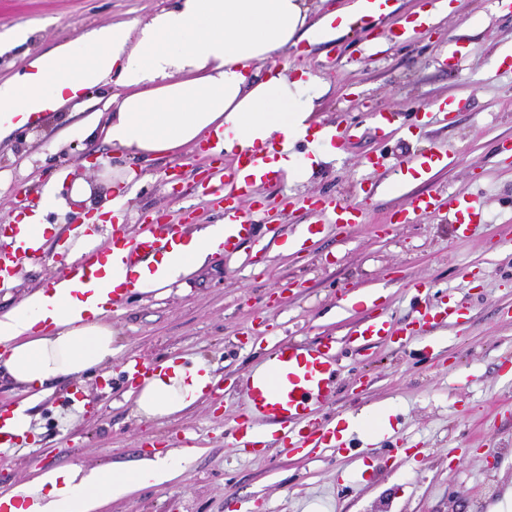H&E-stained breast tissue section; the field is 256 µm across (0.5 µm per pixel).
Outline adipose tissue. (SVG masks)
Returning <instances> with one entry per match:
<instances>
[{"mask_svg":"<svg viewBox=\"0 0 512 512\" xmlns=\"http://www.w3.org/2000/svg\"><path fill=\"white\" fill-rule=\"evenodd\" d=\"M365 15L357 0H348L310 27L304 0H181L148 20L93 30L82 47L64 44L0 84V129L25 125L111 79L119 91L105 140L129 157L173 155L214 135L229 153L267 146L269 168L289 174L292 163L278 144L312 136L313 106L297 102L309 83L288 80L274 66L257 71L254 64L325 33L330 24L343 29ZM223 240L221 226L212 224L183 233L173 251L149 264L129 267L116 263L109 244L92 234L77 238L70 255L98 253L105 281L133 278L139 292L149 293L197 272ZM112 336L108 311L82 288L52 296L41 288L0 310V367L26 394L12 412L13 425L28 430L27 410L49 382L110 362ZM214 381L205 361L174 367L140 387L137 408L149 418L173 416L204 398ZM195 455L178 448L132 468L46 471L11 490L13 512H103L134 491L180 477Z\"/></svg>","mask_w":512,"mask_h":512,"instance_id":"obj_1","label":"adipose tissue"}]
</instances>
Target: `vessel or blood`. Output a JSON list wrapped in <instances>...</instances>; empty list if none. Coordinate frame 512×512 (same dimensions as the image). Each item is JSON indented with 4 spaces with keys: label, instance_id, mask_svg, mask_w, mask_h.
<instances>
[{
    "label": "vessel or blood",
    "instance_id": "obj_1",
    "mask_svg": "<svg viewBox=\"0 0 512 512\" xmlns=\"http://www.w3.org/2000/svg\"><path fill=\"white\" fill-rule=\"evenodd\" d=\"M430 29L428 17L410 16L393 29L392 36L408 40ZM317 128L322 133V142L335 147L345 146L358 133L357 128L342 121H322ZM446 161V154L430 150L413 155L401 167L400 173L405 178L416 180L429 175L433 168L444 165ZM281 178V172L268 168L266 150L258 146L233 154L230 164L224 167L223 186L206 185V193L224 212L221 248L225 253L238 251L247 240L257 251H265L264 239L254 234L252 213L243 208L242 202L254 199L259 184L276 183ZM284 204L322 218L321 223L303 225L294 234L293 241L302 252L323 234L325 225L333 224L347 230L365 219L364 206L338 198L310 197L300 202L288 198ZM421 216L448 220L460 237L468 236L476 225L486 221L483 201L476 193L446 196L427 192L415 196L409 207L391 211L385 218V225L390 228L413 224ZM177 234V225L160 221L144 225L133 236L116 225L112 228V251L117 260L133 265L172 250ZM42 256L43 251L37 245L17 248L0 239V288L11 287L18 268L40 260ZM94 264L95 258L91 255L76 260L61 258L58 272L46 284L47 291L53 293L60 288L83 287L94 276ZM412 291L415 297L425 300L424 305L417 308L412 322L400 324L381 314H368L351 330V343L364 350L376 344L402 348L411 342L418 358L432 359L437 343L430 337V330L449 322L460 324L467 320L468 312L451 294L429 302L430 286L427 282L414 283ZM334 349L333 342L328 339L311 344L280 342L272 349L266 372H252L238 381L237 386L245 394L248 404L235 416L229 428L235 450L249 452L261 447L259 428L263 425L274 427L278 443L292 451L331 448L342 455L356 449L354 433L317 417L320 406L331 400L334 394L339 372ZM27 439V434L15 433L7 415L0 413V450L10 452L23 447Z\"/></svg>",
    "mask_w": 512,
    "mask_h": 512
}]
</instances>
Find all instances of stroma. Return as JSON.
Returning a JSON list of instances; mask_svg holds the SVG:
<instances>
[{
  "instance_id": "obj_1",
  "label": "stroma",
  "mask_w": 512,
  "mask_h": 512,
  "mask_svg": "<svg viewBox=\"0 0 512 512\" xmlns=\"http://www.w3.org/2000/svg\"><path fill=\"white\" fill-rule=\"evenodd\" d=\"M174 2L0 0V83L59 44L102 25L148 19ZM394 3L395 13L378 19L376 46L353 27L279 51L284 73L291 79L303 70L315 75L308 96L315 116L327 120L358 123L363 113L378 110L399 127L416 123L426 103L450 100L457 109L449 121L409 139L383 140L371 129L332 158L301 144L302 176L259 190L266 205L256 215L255 232L268 241L265 253L254 254L244 244L167 288L118 305L110 318L116 356L50 382L33 401L28 413L34 441L20 453L0 456V492L41 469L128 464L151 456L156 443L181 447L188 435L199 453L181 477L114 501L106 512H234L238 500L259 503L260 512H497L512 499V378L506 374L512 361V164L495 152L498 140L512 139V67L496 61L504 47H512V6L462 0L460 13H440L431 33L405 45L391 40L389 31L398 17L423 8L424 0ZM18 29L29 31L25 42H14ZM451 45L461 56L455 69L444 63ZM115 91L111 84L96 87L36 122L0 132V225L13 223L22 206L36 205L53 175L71 180L88 155L111 157L113 172L124 171L128 157L95 128ZM428 147L448 152V166L435 168L426 183L398 182L395 166ZM376 152L387 155L389 170L366 166ZM176 161L185 176L175 194L167 174ZM221 169L192 144L177 159L145 161L144 179L120 206L125 231L136 234L158 212L191 230L223 223L222 211L198 187L201 177ZM111 182V174L98 178L86 203L62 190L59 207L44 217L56 229L48 256L24 267L14 287L0 288L1 308L44 287L58 269L60 245L83 212L104 207ZM364 183L376 188L365 223L344 233L328 228L307 255L285 253L283 238H270V225L304 221L301 213L282 210L283 196L355 202ZM428 190L480 193L487 223L468 238L454 237L450 224L432 216L379 231L385 212ZM467 268L477 281L463 278ZM415 281L430 283V301L451 291L471 309L464 327L436 328L441 342L432 360L391 345L359 352L345 344L366 308L339 309L343 292L383 289L381 309L407 323L418 306L410 291ZM325 336L336 340L340 373L320 417H390L374 438L375 450L363 458L320 448L302 457L279 446L237 453L228 428L244 395L230 382L265 361L279 341L312 343ZM130 356L203 359L223 390L179 415L144 418L121 373Z\"/></svg>"
}]
</instances>
